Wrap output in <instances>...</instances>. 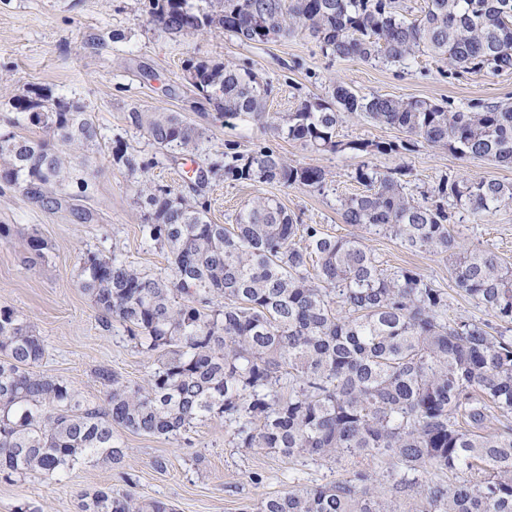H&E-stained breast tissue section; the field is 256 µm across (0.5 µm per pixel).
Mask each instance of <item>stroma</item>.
I'll list each match as a JSON object with an SVG mask.
<instances>
[{
    "label": "stroma",
    "instance_id": "35a3bbf8",
    "mask_svg": "<svg viewBox=\"0 0 512 512\" xmlns=\"http://www.w3.org/2000/svg\"><path fill=\"white\" fill-rule=\"evenodd\" d=\"M191 59L248 66L271 85V112H292L306 98L325 97L338 80L362 93L450 101L457 107L477 100L512 102V70L451 78L446 63L428 54L406 66L357 58L336 61L299 33L256 43L221 33L175 38L151 23L148 0H0V124L14 116L18 98L42 94L78 101L100 128L88 150L93 188L73 206L46 207L24 188L0 183V225L11 229L9 238L0 239V307L13 308L42 337L46 353L37 372L66 380L97 405L105 398L95 375L98 367H110L123 380L143 385L158 364L157 356L142 353L129 341L121 325L103 327L79 286L80 258L89 252L120 255L154 277L170 275L166 250L146 241L140 231L148 221L143 188L166 186L197 196L206 203L211 221L227 227L254 198L274 195L302 223L348 237L358 232L344 223L338 201L363 192L355 172L366 163L383 171L408 165L406 188L418 200L447 176L512 183V166L480 157L461 159L441 147L421 144L411 152L372 156L350 149L329 154L278 138L274 144L289 161L325 171L323 191L231 181L220 174L196 185L193 165L153 145L136 116L177 112L200 127L205 140L197 164L204 167L223 160L225 143L249 151L258 132L247 126L230 129L216 118L184 77ZM336 135L345 142L398 143L407 138L398 128L350 117ZM127 156L135 159L136 168L124 164ZM75 207L89 211L91 221L78 223L71 213ZM32 233L51 246L49 262L31 261L26 238ZM452 233L461 245L490 248L512 266V205L479 221L453 225ZM362 236L384 273L410 268L442 289L449 318L506 331V324L456 287L447 254L414 252L390 236ZM119 438L127 450L119 464H82L58 481L38 474L0 478V512H16L26 500L40 503L45 512H81L83 494L100 486L165 500L175 512H258L266 497L334 482L351 467L347 461L290 460L268 448L236 447L220 419L169 438L127 431ZM158 458L164 459V469L155 468Z\"/></svg>",
    "mask_w": 512,
    "mask_h": 512
}]
</instances>
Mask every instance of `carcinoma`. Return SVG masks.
<instances>
[{"label": "carcinoma", "mask_w": 512, "mask_h": 512, "mask_svg": "<svg viewBox=\"0 0 512 512\" xmlns=\"http://www.w3.org/2000/svg\"><path fill=\"white\" fill-rule=\"evenodd\" d=\"M160 32L195 36L220 30L242 42L306 33L326 57L406 65L423 53L448 63V75L512 70V0H427L412 21L397 0H149ZM186 79L224 119L301 142L313 151L367 154L439 146L464 157L512 165V105L466 107L360 94L336 83L330 99L294 112L266 109L269 85L246 68L198 61ZM0 130V181L60 208L88 189L70 182L60 145L88 147L98 128L83 107L47 95L18 100ZM408 134L400 145L336 139L342 115ZM48 133L25 137L13 128ZM153 144L195 160L203 131L178 112L145 123ZM232 181L320 191L324 170L289 163L258 143L228 147ZM410 169L381 172L367 163L356 180L366 191L340 200L344 223L391 235L412 251L446 253L457 288L512 324V268L488 248L463 250L450 231L456 215L479 219L512 203V184L485 178L442 180L434 199L404 192ZM148 241L171 256L170 277H150L117 255L81 258L80 286L103 326L123 325L146 354L160 353L148 385L98 369L106 406L65 381L33 371L43 341L10 307H0V475L58 480L75 466L118 464L117 431L177 435L220 417L240 448H269L287 458L357 460L330 484L262 501L259 512H512V336L489 325L448 320L445 293L410 269L385 275L358 238H337L301 224L275 196H259L235 224H214L207 207L169 189L146 196ZM28 250L42 262L50 247L33 233ZM316 261V280L307 276ZM224 298V305L214 298ZM506 424L485 432L490 407ZM388 461L377 477L360 466ZM432 470L464 472L452 484L422 483ZM391 485L394 497L377 485ZM82 512H173L170 504L103 487L84 494Z\"/></svg>", "instance_id": "1"}]
</instances>
